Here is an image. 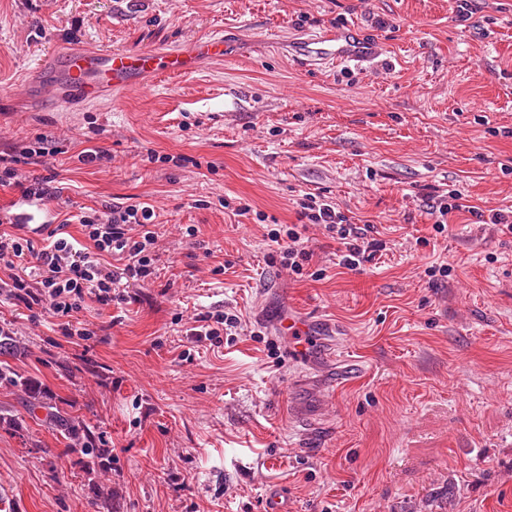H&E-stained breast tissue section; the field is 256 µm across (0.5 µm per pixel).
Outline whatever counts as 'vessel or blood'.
Instances as JSON below:
<instances>
[{
	"instance_id": "b4317fda",
	"label": "vessel or blood",
	"mask_w": 512,
	"mask_h": 512,
	"mask_svg": "<svg viewBox=\"0 0 512 512\" xmlns=\"http://www.w3.org/2000/svg\"><path fill=\"white\" fill-rule=\"evenodd\" d=\"M304 46L306 52L332 61L362 62L372 53L370 43L351 40L343 31L311 35ZM225 50V37L220 32L195 40L188 52L149 48L133 53L112 47L69 50L59 56L57 80L46 85L45 91L62 119L73 102L94 99L112 89L130 88L144 75H188L195 67L223 61ZM5 219L28 230L56 221L45 202L34 195L14 199Z\"/></svg>"
}]
</instances>
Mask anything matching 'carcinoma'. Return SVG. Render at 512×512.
<instances>
[{
    "label": "carcinoma",
    "mask_w": 512,
    "mask_h": 512,
    "mask_svg": "<svg viewBox=\"0 0 512 512\" xmlns=\"http://www.w3.org/2000/svg\"><path fill=\"white\" fill-rule=\"evenodd\" d=\"M22 354L24 349L18 342L9 333L0 330V390L9 393L16 390L21 392V399L32 412L38 408L46 409V421L62 437L69 440L68 447L80 451L93 461L109 456L112 449L95 436L89 425L65 410L53 408L50 403V390L16 370L11 361L18 359Z\"/></svg>",
    "instance_id": "cac0c4a2"
}]
</instances>
